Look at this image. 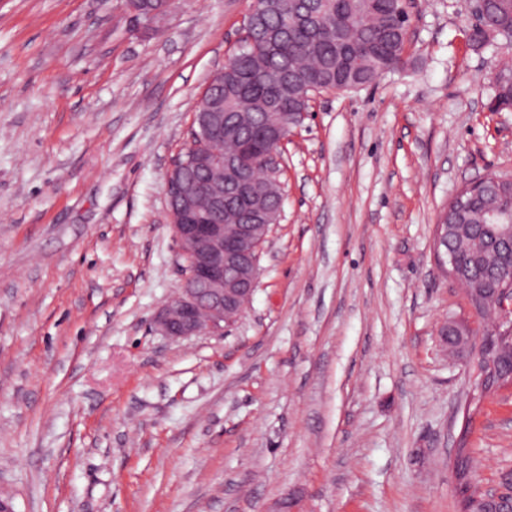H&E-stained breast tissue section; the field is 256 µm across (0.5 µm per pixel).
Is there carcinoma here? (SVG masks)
I'll use <instances>...</instances> for the list:
<instances>
[{
	"label": "carcinoma",
	"mask_w": 512,
	"mask_h": 512,
	"mask_svg": "<svg viewBox=\"0 0 512 512\" xmlns=\"http://www.w3.org/2000/svg\"><path fill=\"white\" fill-rule=\"evenodd\" d=\"M402 0H302L295 18L288 11H269L267 26L279 33L276 45L263 50L265 31L254 29L252 37L258 51H237L238 59L224 65V85L211 89L224 96V111L246 117L237 138L224 141L228 153L245 151L252 163L259 162L265 148V132L274 124L293 129L291 113L303 111L296 102L294 83L306 81L319 91H347L369 85L396 71L404 64L406 21ZM488 25L512 30V0H494L488 12ZM489 100L492 112L512 107V66L503 65L492 80ZM254 196L266 205L283 206L278 177L259 172ZM500 209L502 223L512 221V193L505 196L489 189L473 196L465 218L463 235L448 234V247L463 254L460 273L467 280L482 277L484 266L512 262L507 252L492 261L476 258L486 233V212Z\"/></svg>",
	"instance_id": "obj_1"
}]
</instances>
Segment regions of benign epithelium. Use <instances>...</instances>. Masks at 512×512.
Instances as JSON below:
<instances>
[{"instance_id": "benign-epithelium-1", "label": "benign epithelium", "mask_w": 512, "mask_h": 512, "mask_svg": "<svg viewBox=\"0 0 512 512\" xmlns=\"http://www.w3.org/2000/svg\"><path fill=\"white\" fill-rule=\"evenodd\" d=\"M198 112L193 115L196 137L222 140L236 122H225L218 104L202 92ZM253 165L241 154L212 149L197 153L195 148L177 155L166 179L167 215L179 253L187 260L183 288L163 304L154 317L155 329L171 339H182L206 332H222L224 324L235 320L251 300L256 284L257 261L264 241L274 226L269 211L252 209L250 224L235 223L237 206L250 199ZM209 201V210L199 208V199ZM496 315L495 332L512 339V276L503 279L491 297ZM472 320L466 336H442L457 348L474 350V376L480 377L478 395L512 389V375L497 376L493 371V348H484L485 331L480 312L469 306ZM489 503L503 498L512 501V471L500 484L479 488Z\"/></svg>"}]
</instances>
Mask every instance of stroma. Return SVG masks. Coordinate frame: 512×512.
Instances as JSON below:
<instances>
[{
    "label": "stroma",
    "instance_id": "1",
    "mask_svg": "<svg viewBox=\"0 0 512 512\" xmlns=\"http://www.w3.org/2000/svg\"><path fill=\"white\" fill-rule=\"evenodd\" d=\"M254 0H0V491L15 512H458L459 444L512 466V389L467 414L471 313L433 248L462 184L512 174V59L466 0H410L405 63L314 93L283 215L223 332L152 328L182 286L166 173ZM493 94L489 100L492 112H502L512 106V66L503 65L496 78L492 79Z\"/></svg>",
    "mask_w": 512,
    "mask_h": 512
}]
</instances>
